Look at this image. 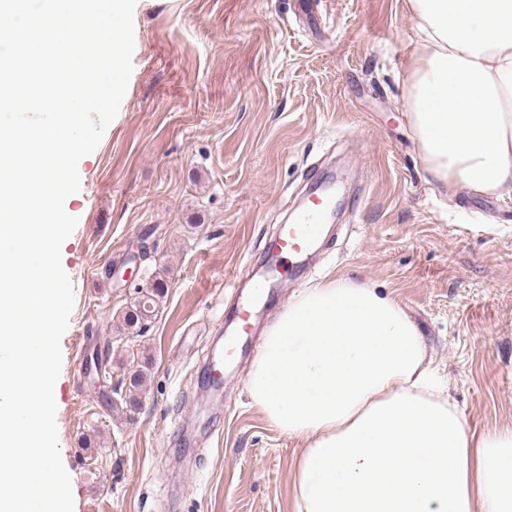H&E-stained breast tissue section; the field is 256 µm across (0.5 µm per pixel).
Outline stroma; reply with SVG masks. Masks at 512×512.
<instances>
[{
  "label": "stroma",
  "instance_id": "35a3bbf8",
  "mask_svg": "<svg viewBox=\"0 0 512 512\" xmlns=\"http://www.w3.org/2000/svg\"><path fill=\"white\" fill-rule=\"evenodd\" d=\"M133 21L128 89L65 203L75 303L54 396L74 512H294L304 444L252 404L253 354L214 397L202 369L237 305L227 282L330 169L347 215L295 278L393 295L470 427L512 429V198L428 171L404 102L407 0H137ZM158 282L143 329H121Z\"/></svg>",
  "mask_w": 512,
  "mask_h": 512
}]
</instances>
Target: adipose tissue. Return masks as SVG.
I'll return each instance as SVG.
<instances>
[{"mask_svg": "<svg viewBox=\"0 0 512 512\" xmlns=\"http://www.w3.org/2000/svg\"><path fill=\"white\" fill-rule=\"evenodd\" d=\"M405 105L428 170L512 197V0H409ZM254 404L305 440L296 512H512V429L475 432L438 390L401 304L339 278L266 329Z\"/></svg>", "mask_w": 512, "mask_h": 512, "instance_id": "ef3b65f1", "label": "adipose tissue"}]
</instances>
